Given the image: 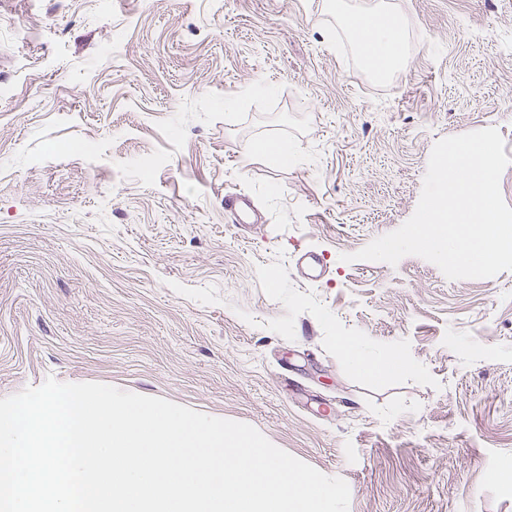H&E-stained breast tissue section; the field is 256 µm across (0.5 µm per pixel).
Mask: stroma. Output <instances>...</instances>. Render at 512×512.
<instances>
[{
	"label": "stroma",
	"instance_id": "1",
	"mask_svg": "<svg viewBox=\"0 0 512 512\" xmlns=\"http://www.w3.org/2000/svg\"><path fill=\"white\" fill-rule=\"evenodd\" d=\"M375 6L404 31L383 88L341 17ZM489 127L512 158V0H0V398L104 383L254 426L348 512H512V271L345 259ZM241 151L245 160H249L255 153L263 151L265 153L269 152L270 156L277 161L287 162L291 156L292 148L288 145V142L278 143L271 150L264 144L254 143L244 146ZM252 211L248 197L238 194L224 196V212L230 216L231 224H248L252 219ZM340 345L352 362L363 372L377 378H391L398 374L411 373L416 370L415 365L405 356H401L396 362L388 359H370L364 353L363 341L354 336L340 337Z\"/></svg>",
	"mask_w": 512,
	"mask_h": 512
}]
</instances>
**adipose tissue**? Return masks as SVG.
I'll use <instances>...</instances> for the list:
<instances>
[{
	"label": "adipose tissue",
	"instance_id": "ef3b65f1",
	"mask_svg": "<svg viewBox=\"0 0 512 512\" xmlns=\"http://www.w3.org/2000/svg\"><path fill=\"white\" fill-rule=\"evenodd\" d=\"M343 22L354 34L358 52L368 65L380 63L390 69L399 66L402 58V32L401 25L395 18L382 12H348L344 14ZM340 345L355 367L374 377L387 379L415 370L411 360L404 356L395 362L366 357L364 343L360 338H341Z\"/></svg>",
	"mask_w": 512,
	"mask_h": 512
}]
</instances>
